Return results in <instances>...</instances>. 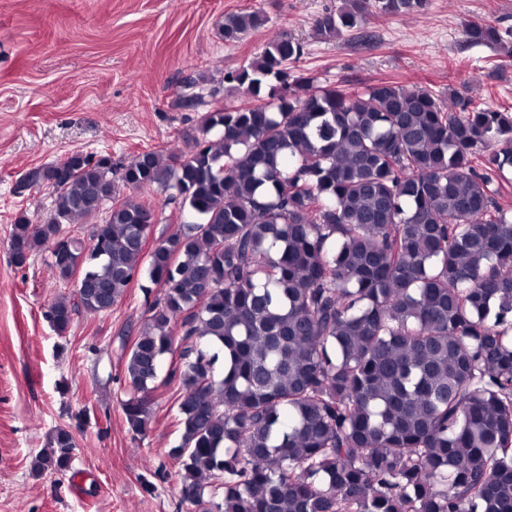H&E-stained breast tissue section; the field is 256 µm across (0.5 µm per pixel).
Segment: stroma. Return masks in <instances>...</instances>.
<instances>
[{"mask_svg": "<svg viewBox=\"0 0 512 512\" xmlns=\"http://www.w3.org/2000/svg\"><path fill=\"white\" fill-rule=\"evenodd\" d=\"M337 0H0V512H185L169 456L179 429L163 359L156 415L141 435L122 411L124 365L142 315L157 295L139 273L110 312L75 315L57 336L44 313L70 283L53 279L47 252L10 262L18 214L44 218L46 186L15 194L26 172L73 152L110 157L171 153L198 133L205 113L238 93L225 71L250 63L272 32L306 53L299 70L323 85L377 81L454 87L512 105V66L475 45L466 23L512 28V0H430L425 14L368 16L361 28L321 39L313 20ZM262 9L266 27L226 43V14ZM70 427L77 448L66 475L32 471L48 434Z\"/></svg>", "mask_w": 512, "mask_h": 512, "instance_id": "obj_1", "label": "stroma"}]
</instances>
